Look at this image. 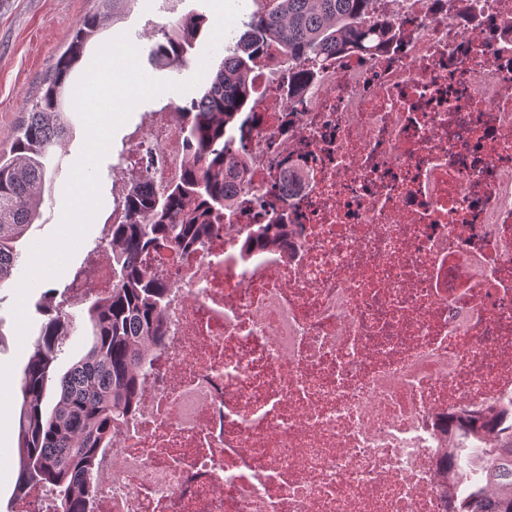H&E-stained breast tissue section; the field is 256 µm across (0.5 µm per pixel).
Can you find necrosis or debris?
Listing matches in <instances>:
<instances>
[{"instance_id":"1","label":"necrosis or debris","mask_w":512,"mask_h":512,"mask_svg":"<svg viewBox=\"0 0 512 512\" xmlns=\"http://www.w3.org/2000/svg\"><path fill=\"white\" fill-rule=\"evenodd\" d=\"M368 51L266 43L234 139L248 188L199 246L146 259L166 347L97 461L91 512H448L451 426L512 436V0H370ZM186 118L124 136L67 307L112 288L129 182L182 181ZM274 240L243 254L251 225Z\"/></svg>"}]
</instances>
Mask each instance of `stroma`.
<instances>
[{
    "label": "stroma",
    "mask_w": 512,
    "mask_h": 512,
    "mask_svg": "<svg viewBox=\"0 0 512 512\" xmlns=\"http://www.w3.org/2000/svg\"><path fill=\"white\" fill-rule=\"evenodd\" d=\"M94 0H0V151H8L17 129L26 118L33 103L43 93V84L66 51L83 17L93 11ZM201 13L208 19V28H215L217 17L203 0H176L173 8H166L164 0H139L134 10L120 23L104 28L87 45L82 62L70 76V86L79 82L91 66L98 50L118 36H128L139 50V62L152 78L184 82L193 78L200 66L217 70L226 48L243 28L247 11H240L237 20L226 31L223 44L214 54H207L205 44H198L186 66L179 69H160L152 65L150 52L161 32L182 15ZM65 110L73 124V138L58 170L48 172L44 187L43 215L27 236L18 244L23 264L18 267L14 284L0 288V378L9 380L10 414L8 425L0 430V446L14 448L23 395L20 387L22 370L33 351L39 333L41 317L35 304L47 292L65 297L72 273L82 262L84 250L100 243V223L92 221L89 229L63 271L48 285L29 289L24 309L30 321L26 334H18L14 307L16 284L22 281L30 259L32 245L51 237L59 227L63 191L71 169L79 159L85 142L84 123L74 104Z\"/></svg>",
    "instance_id": "stroma-1"
}]
</instances>
